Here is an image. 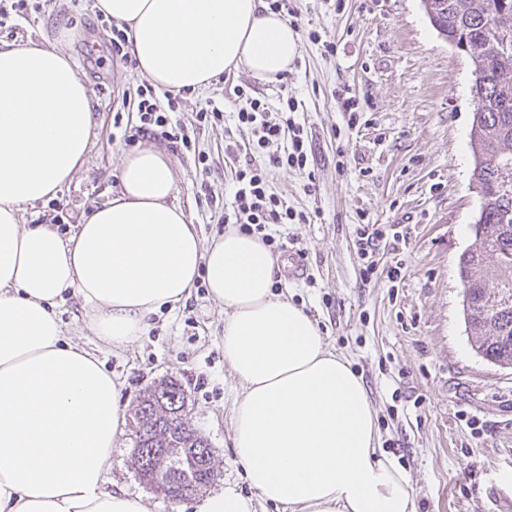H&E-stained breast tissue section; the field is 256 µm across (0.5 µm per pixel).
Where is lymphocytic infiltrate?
Listing matches in <instances>:
<instances>
[{"label":"lymphocytic infiltrate","mask_w":512,"mask_h":512,"mask_svg":"<svg viewBox=\"0 0 512 512\" xmlns=\"http://www.w3.org/2000/svg\"><path fill=\"white\" fill-rule=\"evenodd\" d=\"M137 112L138 125L132 126L126 142L151 133L165 138H176V123L169 110L161 108L151 85L140 88ZM239 107L237 128L239 139L230 140L225 146V156L232 164L234 174L233 202L225 211L223 221L238 225L246 233L261 235L267 245L275 239L267 234L272 224L307 222L305 212L295 210L282 198L269 193V177L282 168L304 169L308 164V146L304 128L293 118L298 105L288 101L286 111L273 112L261 100L252 97L245 89H238ZM262 155V163H254V155Z\"/></svg>","instance_id":"f902f5d3"}]
</instances>
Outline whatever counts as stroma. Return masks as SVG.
I'll return each mask as SVG.
<instances>
[{"label": "stroma", "instance_id": "obj_1", "mask_svg": "<svg viewBox=\"0 0 512 512\" xmlns=\"http://www.w3.org/2000/svg\"><path fill=\"white\" fill-rule=\"evenodd\" d=\"M12 3L0 0L9 12L0 40L63 52L94 111L86 160L57 195L64 233L118 191L121 160L135 147L170 160L178 177L174 201L202 239L223 233L218 218L233 200L224 130L235 125V86H250L273 111L286 99L297 102L293 117L310 137L309 163L273 171L269 187L311 221L268 227L285 245L276 254V291L311 314L328 348L361 374L381 447L409 476L417 512H505L512 501V368L472 349L457 267L478 208L469 147L474 76L464 53L430 25L420 0H300V51L288 71L272 81L230 72L203 90L178 93L173 119L190 135L191 152L150 134L127 143L114 126V117L135 113L146 78L113 60L112 24L98 20L96 0H27L24 18L11 12ZM328 43L334 55H325ZM345 89L360 106L352 127L336 98ZM208 99L223 106L224 126L198 128L196 114ZM199 154L211 169L205 178ZM310 181L316 191L308 195ZM364 218L397 225L404 237L396 248L382 242L379 272L368 281L354 242ZM392 265L401 268L394 283L382 273ZM56 312L67 336L119 378L126 406L160 380L181 384L187 418L219 462L212 490L251 495L232 448L236 382L224 361V307L207 288L151 315L143 336L119 352L97 345L75 298ZM132 448L128 433L113 448L108 487L141 495L150 512H168L163 496L138 479Z\"/></svg>", "mask_w": 512, "mask_h": 512}]
</instances>
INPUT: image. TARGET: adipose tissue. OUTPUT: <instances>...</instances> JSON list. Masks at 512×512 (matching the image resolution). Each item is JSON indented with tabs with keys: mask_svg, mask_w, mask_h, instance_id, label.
<instances>
[{
	"mask_svg": "<svg viewBox=\"0 0 512 512\" xmlns=\"http://www.w3.org/2000/svg\"><path fill=\"white\" fill-rule=\"evenodd\" d=\"M125 24L139 72L194 92L224 73L276 79L299 52L263 0H97ZM93 124L86 85L57 49L0 41V512H149L106 488L124 432L121 383L72 343L55 309L80 298L96 339L121 350L160 308L204 281L224 306V360L236 381L234 456L254 497L232 489L195 512H417L406 472L379 446L363 378L310 315L275 292L260 235L228 225L202 242L173 201L169 159L125 155L120 189L62 235L21 213L56 197L82 166Z\"/></svg>",
	"mask_w": 512,
	"mask_h": 512,
	"instance_id": "ef3b65f1",
	"label": "adipose tissue"
}]
</instances>
